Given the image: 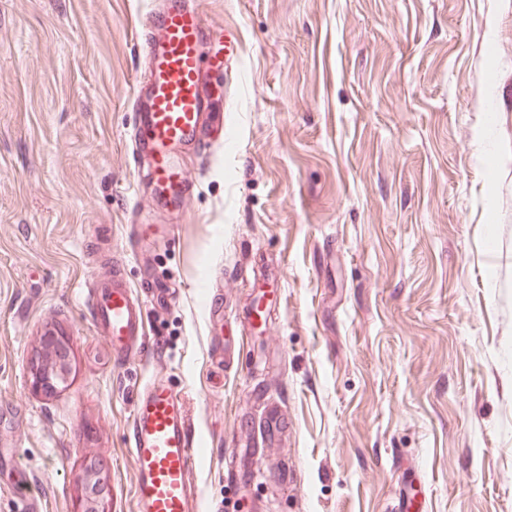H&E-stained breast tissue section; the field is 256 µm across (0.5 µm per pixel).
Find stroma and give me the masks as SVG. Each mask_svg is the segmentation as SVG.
Here are the masks:
<instances>
[{
	"label": "stroma",
	"instance_id": "stroma-1",
	"mask_svg": "<svg viewBox=\"0 0 512 512\" xmlns=\"http://www.w3.org/2000/svg\"><path fill=\"white\" fill-rule=\"evenodd\" d=\"M153 2L0 0V512L14 460L43 512H80L90 464L104 512H143L129 429L154 376L196 432L203 512H512V0H200L240 60L177 217L131 155ZM137 213L172 240L132 255ZM116 261L178 291L120 362L81 295ZM50 330L71 373L48 396Z\"/></svg>",
	"mask_w": 512,
	"mask_h": 512
}]
</instances>
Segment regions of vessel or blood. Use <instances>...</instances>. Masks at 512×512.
<instances>
[{
	"label": "vessel or blood",
	"instance_id": "vessel-or-blood-1",
	"mask_svg": "<svg viewBox=\"0 0 512 512\" xmlns=\"http://www.w3.org/2000/svg\"><path fill=\"white\" fill-rule=\"evenodd\" d=\"M145 69L135 83L133 150L147 162L139 182L148 184L161 207L184 210L193 192L189 171L176 153L191 145L209 150L224 140V107L208 90L213 74L231 71L235 39L207 22L198 0H161L145 18ZM168 224L136 221L130 244L145 250L171 237ZM93 325L123 359L150 345L146 308L124 278L120 264L96 279L87 296ZM131 453L138 474L135 499L145 512H198L192 483L197 440L183 403L164 379H148L138 393L131 423Z\"/></svg>",
	"mask_w": 512,
	"mask_h": 512
}]
</instances>
